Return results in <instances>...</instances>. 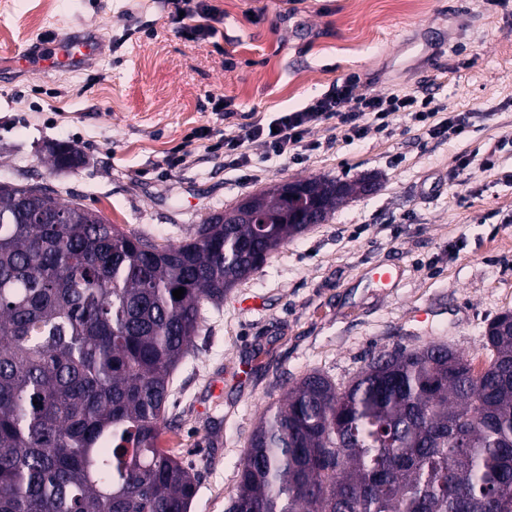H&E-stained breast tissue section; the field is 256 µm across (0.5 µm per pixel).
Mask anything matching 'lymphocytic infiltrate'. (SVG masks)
Instances as JSON below:
<instances>
[{
	"label": "lymphocytic infiltrate",
	"mask_w": 512,
	"mask_h": 512,
	"mask_svg": "<svg viewBox=\"0 0 512 512\" xmlns=\"http://www.w3.org/2000/svg\"><path fill=\"white\" fill-rule=\"evenodd\" d=\"M164 6L171 24L184 38L200 41L216 37L220 10L210 0H164ZM400 118L426 127L428 134L436 137L455 132L464 122L461 115L446 112L434 98L361 93L356 79L348 78L301 107L276 113L266 121L258 118L242 124L236 133L218 139L210 127L203 126L195 129L193 136L210 140L211 152H225L246 166L250 163L246 146L257 140L275 156L294 159L311 150L306 136L313 126L330 124L334 140L351 143L372 129L381 133L392 130Z\"/></svg>",
	"instance_id": "1"
}]
</instances>
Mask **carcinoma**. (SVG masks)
<instances>
[{"label": "carcinoma", "instance_id": "carcinoma-1", "mask_svg": "<svg viewBox=\"0 0 512 512\" xmlns=\"http://www.w3.org/2000/svg\"><path fill=\"white\" fill-rule=\"evenodd\" d=\"M260 192L178 245L56 192L0 182V512H190L196 475L158 445L206 305L362 182ZM184 288L183 298L173 291ZM487 364L398 348L347 385L310 373L250 436L230 512H512V312Z\"/></svg>", "mask_w": 512, "mask_h": 512}]
</instances>
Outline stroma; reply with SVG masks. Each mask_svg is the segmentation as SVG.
I'll list each match as a JSON object with an SVG mask.
<instances>
[{
  "label": "stroma",
  "mask_w": 512,
  "mask_h": 512,
  "mask_svg": "<svg viewBox=\"0 0 512 512\" xmlns=\"http://www.w3.org/2000/svg\"><path fill=\"white\" fill-rule=\"evenodd\" d=\"M38 3L0 0V181L47 186L169 244L279 181L377 178L207 307L159 439L195 463L191 512H227L260 415L310 372L342 384L379 353L431 342L484 366L488 324L512 312V0H216L215 45L179 35L160 0H64L22 23ZM65 32L96 39L100 55L16 68ZM353 75L366 93H434L465 126L440 139L401 120L330 148L318 125L308 139L320 149L295 160L257 141L240 167L200 140L188 163L166 162L193 128L229 133ZM213 96L233 99V115L211 112ZM49 142L75 146L84 165L53 170ZM378 268L393 270L389 285L373 284Z\"/></svg>",
  "instance_id": "35a3bbf8"
}]
</instances>
